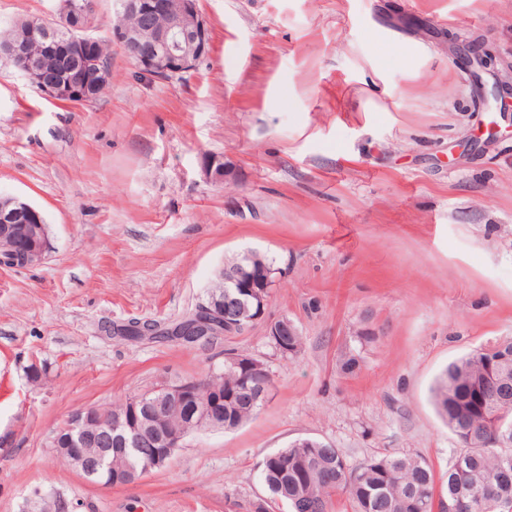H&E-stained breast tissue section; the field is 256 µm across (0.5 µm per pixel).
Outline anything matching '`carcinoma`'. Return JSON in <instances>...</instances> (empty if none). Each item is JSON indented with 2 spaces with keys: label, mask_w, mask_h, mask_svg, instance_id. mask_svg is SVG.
<instances>
[{
  "label": "carcinoma",
  "mask_w": 512,
  "mask_h": 512,
  "mask_svg": "<svg viewBox=\"0 0 512 512\" xmlns=\"http://www.w3.org/2000/svg\"><path fill=\"white\" fill-rule=\"evenodd\" d=\"M244 262L260 263L274 284L276 269L265 255L247 252ZM302 335L273 343L284 358L302 349ZM496 361L489 363L484 349L468 352L450 362L434 389L439 416L456 439L451 462L439 479L422 458L408 455H372L352 463L330 443L317 440L316 448L290 442L267 455L258 476L267 495L252 502L251 512H272L283 505L288 512H328L332 496L345 495L354 512H505L512 504V339L500 342ZM252 375L230 363L199 380L202 392L214 388L235 390L224 401V429L232 430L254 417L261 404L250 403ZM185 411L171 407L158 428L184 430ZM116 467H130L138 476L153 469L135 448L112 453Z\"/></svg>",
  "instance_id": "obj_1"
}]
</instances>
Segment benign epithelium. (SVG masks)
Returning <instances> with one entry per match:
<instances>
[{
    "instance_id": "benign-epithelium-1",
    "label": "benign epithelium",
    "mask_w": 512,
    "mask_h": 512,
    "mask_svg": "<svg viewBox=\"0 0 512 512\" xmlns=\"http://www.w3.org/2000/svg\"><path fill=\"white\" fill-rule=\"evenodd\" d=\"M123 11L134 16L135 23L112 27L111 38L133 60L135 66L158 79L181 77L193 71L211 50L208 21L198 0H123ZM172 12V23L162 31L154 28L155 17ZM59 22L71 36L59 38L47 24H33L29 38L39 45V54L29 51L28 43L0 46L11 56L24 78L46 97L63 102H81L88 85L79 74L92 73L102 80L108 77L105 57L94 49L91 5L86 0H60ZM205 180L222 185L233 174L232 163L222 156H208L203 162ZM47 224L42 213L16 196H0V267L26 269L43 263L49 253ZM267 273L259 268L232 265L222 268L217 277L237 288L236 293L217 299L208 296L194 310L195 337L219 330H243L250 322L263 318L268 305L267 290L262 288ZM227 360L243 361L251 372L268 374L265 364L249 355L233 353ZM190 405L195 415L191 425L197 429L222 428L224 419L213 411L214 404L200 396L194 380H176L156 388V393L130 400L125 415L107 420L91 410L74 412L53 438L57 454L69 458L72 466L90 477L106 475L102 485L112 486V448H144L156 462L165 464L184 436L156 435L151 422L161 417L170 405Z\"/></svg>"
}]
</instances>
